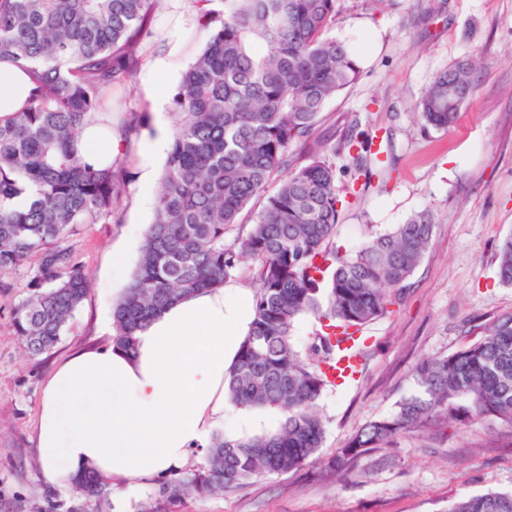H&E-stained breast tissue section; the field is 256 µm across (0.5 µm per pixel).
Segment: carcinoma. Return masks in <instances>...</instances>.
Here are the masks:
<instances>
[{"instance_id":"1","label":"carcinoma","mask_w":512,"mask_h":512,"mask_svg":"<svg viewBox=\"0 0 512 512\" xmlns=\"http://www.w3.org/2000/svg\"><path fill=\"white\" fill-rule=\"evenodd\" d=\"M159 0H0V62L31 72L26 106L0 120V273L34 263L32 292L12 308L23 349L53 348L84 301L89 280L64 240L114 213L125 192L122 162L99 168L76 148L82 127L112 123L117 94L142 64L141 41ZM336 0H224L201 9L207 41L172 97L170 148L155 215L136 269L112 310V342L130 350L136 333L174 303L248 273L254 318L225 393L244 408L276 407L271 434L217 435L205 464L163 486V498L231 492L259 477L302 468L320 450L319 401L336 386L324 371L336 355L331 332L352 335L385 314L421 263L433 228L423 210L353 252L333 242L343 204L336 171L313 138L327 100L356 80L352 48L326 37ZM472 65L438 74L416 106L425 127L447 129L467 98L448 100V80L471 94ZM307 143V160L289 149ZM337 150L358 176L377 167L366 131L347 128ZM284 174L274 191L268 184ZM29 196L24 208L13 200ZM264 199L249 232L226 237L241 212ZM498 279L512 286V236L498 252ZM312 314L318 328L305 350L292 329ZM415 392L394 414L370 422L331 461L335 470L395 435L436 420L486 416L512 425V315L477 342L414 370ZM74 484L93 498L106 483L83 473ZM448 512H512V492L461 497Z\"/></svg>"}]
</instances>
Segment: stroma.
I'll return each mask as SVG.
<instances>
[{
	"mask_svg": "<svg viewBox=\"0 0 512 512\" xmlns=\"http://www.w3.org/2000/svg\"><path fill=\"white\" fill-rule=\"evenodd\" d=\"M328 34L355 49L361 73L327 102L317 136L338 141L358 121L392 145L389 184L373 176L359 187L339 212L335 242L357 248L427 209L434 215L429 247L391 312L365 327L357 379L320 400L319 453L298 471L169 503L166 512H447L463 494L512 491V426L490 419L405 431L346 471L325 472L369 422L390 416L414 391L420 361L464 348L512 313V287L497 277L499 245L512 235V0H338ZM204 44L192 0H160L141 46L145 63L123 104L141 127L122 138L128 182L119 217L81 225L67 239L91 286L50 351L26 355L13 326L11 308L29 293V268L0 274V512H141L164 484L116 487L99 505L76 488L45 482L35 437L52 370L110 334L112 310L99 291L136 268L158 186L144 179L147 147L159 123H172L173 90ZM460 62L474 69L457 122L423 127L416 104L438 73Z\"/></svg>",
	"mask_w": 512,
	"mask_h": 512,
	"instance_id": "35a3bbf8",
	"label": "stroma"
}]
</instances>
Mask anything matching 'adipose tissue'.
Masks as SVG:
<instances>
[{
	"instance_id": "obj_1",
	"label": "adipose tissue",
	"mask_w": 512,
	"mask_h": 512,
	"mask_svg": "<svg viewBox=\"0 0 512 512\" xmlns=\"http://www.w3.org/2000/svg\"><path fill=\"white\" fill-rule=\"evenodd\" d=\"M33 89L26 71L0 65V118ZM120 144L93 123L79 148L101 166ZM252 318L249 297L224 286L168 307L132 351L110 342L65 360L43 387L36 453L44 480L65 488L89 471L129 485L180 474L224 429V377Z\"/></svg>"
}]
</instances>
